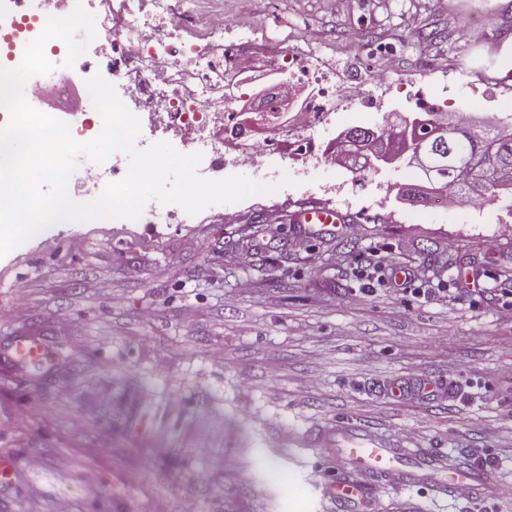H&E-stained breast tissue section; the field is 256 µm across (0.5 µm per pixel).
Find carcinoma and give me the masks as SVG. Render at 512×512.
I'll return each instance as SVG.
<instances>
[{
    "label": "carcinoma",
    "instance_id": "carcinoma-1",
    "mask_svg": "<svg viewBox=\"0 0 512 512\" xmlns=\"http://www.w3.org/2000/svg\"><path fill=\"white\" fill-rule=\"evenodd\" d=\"M442 112H419L417 126L411 137L423 144L439 140L436 127L442 122ZM460 131L448 130L446 148L458 154L459 164L438 174L437 185L449 188L463 200L475 198L484 201L500 199L503 191L512 190V114L499 121V127L489 131L472 130L465 124H458ZM375 131L355 127L336 138V154H342L349 138H354L358 147L355 161L360 167L367 166L371 153L382 146L374 139Z\"/></svg>",
    "mask_w": 512,
    "mask_h": 512
}]
</instances>
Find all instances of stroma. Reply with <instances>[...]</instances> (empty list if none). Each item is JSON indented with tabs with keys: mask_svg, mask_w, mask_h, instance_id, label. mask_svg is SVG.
Masks as SVG:
<instances>
[{
	"mask_svg": "<svg viewBox=\"0 0 512 512\" xmlns=\"http://www.w3.org/2000/svg\"><path fill=\"white\" fill-rule=\"evenodd\" d=\"M254 28L225 81L258 113L273 53L309 50L364 90L313 125L318 162L267 155L241 174L277 184L186 224H55L0 259V349L31 336L53 358L0 370V512H342L324 490L342 419L457 461L497 467L482 499L376 485L363 512H499L512 499V213L413 202V168H352L337 135L383 115L512 113V0H191ZM436 39L419 42L421 32ZM462 35L469 53L449 50ZM79 67L42 86L44 111L84 119ZM292 185H282L283 176ZM331 202L351 223L303 224ZM436 383L396 397L395 384ZM95 481H88V474Z\"/></svg>",
	"mask_w": 512,
	"mask_h": 512,
	"instance_id": "35a3bbf8",
	"label": "stroma"
}]
</instances>
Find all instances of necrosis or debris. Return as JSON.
I'll use <instances>...</instances> for the list:
<instances>
[{"label":"necrosis or debris","instance_id":"obj_1","mask_svg":"<svg viewBox=\"0 0 512 512\" xmlns=\"http://www.w3.org/2000/svg\"><path fill=\"white\" fill-rule=\"evenodd\" d=\"M78 5L98 19L97 30L107 42L105 50L87 61V68L107 69L124 83L138 109L155 116L158 131L180 135L187 151L203 152V163L211 168L256 165L273 152L272 140L252 138L224 106V76L234 59L213 49L224 39L223 16L186 9L185 0H46L44 13L51 16ZM289 61L299 77L288 80L289 94H273L268 106H290L293 156L314 158L318 149L306 132L334 114L336 90L324 66L310 65L295 55ZM301 79L318 90L306 105L295 91ZM216 126L223 128L225 140L243 141V148L231 152L209 142L207 133ZM78 163L73 178L82 185L87 202L127 171L120 153L100 165L85 156Z\"/></svg>","mask_w":512,"mask_h":512}]
</instances>
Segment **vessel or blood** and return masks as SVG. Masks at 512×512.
Segmentation results:
<instances>
[{"label":"vessel or blood","instance_id":"b4317fda","mask_svg":"<svg viewBox=\"0 0 512 512\" xmlns=\"http://www.w3.org/2000/svg\"><path fill=\"white\" fill-rule=\"evenodd\" d=\"M302 218L305 223L325 227L346 221L345 215L328 206L303 210ZM47 357L41 345L21 336L7 352L5 360L17 367L38 363ZM320 438L333 449L337 463L375 479L406 488H426L447 498L460 487L467 488L474 498L484 497L492 489L486 467L461 464L444 453L403 447L367 431L354 420L337 422L335 427L324 429ZM332 494L347 512H357L358 504L365 497L363 487L350 480L337 483Z\"/></svg>","mask_w":512,"mask_h":512}]
</instances>
